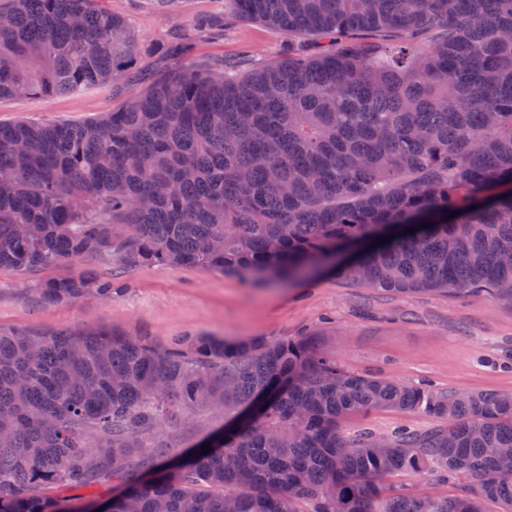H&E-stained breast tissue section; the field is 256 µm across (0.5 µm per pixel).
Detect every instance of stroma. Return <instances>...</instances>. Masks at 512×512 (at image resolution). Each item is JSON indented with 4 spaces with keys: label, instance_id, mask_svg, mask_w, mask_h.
I'll list each match as a JSON object with an SVG mask.
<instances>
[{
    "label": "stroma",
    "instance_id": "stroma-1",
    "mask_svg": "<svg viewBox=\"0 0 512 512\" xmlns=\"http://www.w3.org/2000/svg\"><path fill=\"white\" fill-rule=\"evenodd\" d=\"M150 48L148 76L168 70L164 49L190 40L195 56L228 66L261 63L288 51V39L259 21L234 17L224 0H107ZM108 87L81 94L0 100V123L80 124L112 111L124 100ZM87 270L112 279L119 295L44 303L35 284ZM116 327L160 347L195 334L232 341L270 340L317 333L321 347L343 369L401 384L461 391H512V309L486 300L425 293L412 297L353 285L332 277L275 283L222 275L198 267L128 266L120 257L96 255L61 262L28 274L0 270V327L40 332L63 328ZM435 418L375 410L356 416L345 432L368 429L379 436L406 427L435 428Z\"/></svg>",
    "mask_w": 512,
    "mask_h": 512
}]
</instances>
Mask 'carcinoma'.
<instances>
[{
    "mask_svg": "<svg viewBox=\"0 0 512 512\" xmlns=\"http://www.w3.org/2000/svg\"><path fill=\"white\" fill-rule=\"evenodd\" d=\"M102 2L0 0V99L127 85L140 41ZM226 4L286 34L288 57L226 68L181 43L112 112L0 124V269L118 252L512 307V0ZM117 292L83 272L35 288L46 303ZM206 406L224 415L207 449L138 442L167 447ZM379 409L442 424L343 435ZM506 467L512 391L347 372L314 333L159 348L0 329V512H85L84 492L102 512H512ZM404 473L455 493L388 484Z\"/></svg>",
    "mask_w": 512,
    "mask_h": 512,
    "instance_id": "cac0c4a2",
    "label": "carcinoma"
}]
</instances>
